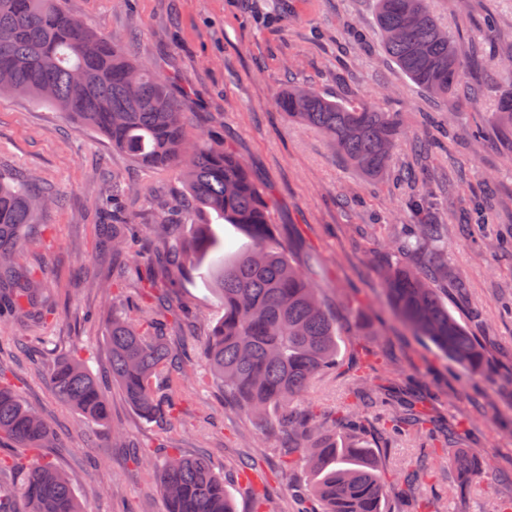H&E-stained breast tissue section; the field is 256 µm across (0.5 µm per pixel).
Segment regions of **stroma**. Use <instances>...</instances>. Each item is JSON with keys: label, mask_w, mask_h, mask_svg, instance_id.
<instances>
[{"label": "stroma", "mask_w": 512, "mask_h": 512, "mask_svg": "<svg viewBox=\"0 0 512 512\" xmlns=\"http://www.w3.org/2000/svg\"><path fill=\"white\" fill-rule=\"evenodd\" d=\"M64 7L99 34L123 38L132 61L169 77L189 98L187 123L222 133L263 186L277 237L321 287L341 328L339 366L311 384L304 407L331 418L360 386L398 396L418 380L438 393L429 404L432 420L456 433L442 466L420 486L434 498L431 512H493L511 500L512 484L499 481L498 472L512 468V314L504 311L512 303V254L495 251L493 242L512 235V134L488 115L505 84L495 61L512 54V0H430L461 47L482 48L466 61V79L479 87L474 99L459 91L434 97L405 77L381 47L375 0H65ZM291 85L396 111L408 136L384 175H359L329 150L321 132L289 119L275 98ZM478 127L484 134L477 142ZM436 138L443 150L416 159L413 140ZM0 170L64 198L45 214L30 246L43 262V295L55 317L0 323V352L10 356L21 398L59 436L60 447L42 454L69 477L85 512H166L152 464L134 461L132 451L171 447L205 456L224 476L236 512H294L280 483L287 431L241 413L211 378L203 348L224 309L202 279L167 268L152 274L161 288L177 282L180 305L197 315L173 339L192 373L178 384L179 422L145 421L111 381L104 321L112 294L126 296L128 314L137 315L141 282L135 263H107L100 269L108 287H83L97 269L98 227L120 205L141 229L140 251H152L159 205L179 200L183 181L171 169L135 162L64 113L16 95L0 97ZM409 170L428 184L427 217L441 225L448 245V270L436 286L452 314L480 337L491 365L475 380L461 377L385 305L381 268L423 266L433 249L429 243L409 253L393 249L411 221L401 208L403 195L414 190L403 180ZM487 189L494 198L490 222L462 239L458 227L470 222L474 197ZM75 349L110 398L109 423L90 431L50 388L58 357ZM116 430L126 447L113 445ZM371 441L380 450L385 506L400 512L401 474L416 467L421 441L413 434ZM461 449L489 463L483 481L462 485L453 462ZM250 457L263 476L257 486L241 471ZM256 487L266 494L261 508Z\"/></svg>", "instance_id": "obj_1"}]
</instances>
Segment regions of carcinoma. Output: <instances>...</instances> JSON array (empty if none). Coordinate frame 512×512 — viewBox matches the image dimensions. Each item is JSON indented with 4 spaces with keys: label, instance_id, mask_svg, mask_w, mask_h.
<instances>
[{
    "label": "carcinoma",
    "instance_id": "1",
    "mask_svg": "<svg viewBox=\"0 0 512 512\" xmlns=\"http://www.w3.org/2000/svg\"><path fill=\"white\" fill-rule=\"evenodd\" d=\"M375 24L384 51L401 71L426 92L445 97L462 85L463 59L456 38L431 10L429 0H377ZM26 95L72 116L103 134L112 148L149 167L173 168L186 182V193L173 207L162 206V250L148 267L173 265L193 269L224 242L209 224L195 218L215 213L237 226L251 241L234 255H222L210 268L224 302V316L212 328L205 357L213 377L250 416L272 420L288 430V459L281 479L290 482L295 463L310 477L312 495L322 512H384L386 488L380 465L366 440L368 415L379 416V434L395 437L427 431L420 404L423 396L393 401L373 390L353 392L354 400L333 419L329 429L314 409L303 416L294 409L312 382L336 368V317L320 289L302 272L274 234L269 203L245 162L224 146V137L195 131L184 121L187 97L173 94L171 83L145 65L132 63L123 41L90 30L70 14L62 0H0V93ZM279 108L300 124L324 133L331 148L365 178L383 175L403 135L397 114L371 103H343L312 87L292 85L277 97ZM492 120L512 131V87L501 96ZM58 204L34 191L24 179L0 171V319L47 322L53 315L42 303L39 263L26 248L28 231L41 223L42 212ZM193 223L184 242L173 226ZM419 242H431L439 225H411ZM100 257L117 261L132 253L134 228L121 209L100 228ZM444 254L435 250L419 270L401 264L382 274L383 293L392 313L415 335L468 374L487 368L483 349L448 311L434 288ZM150 306L136 319L112 307L108 344L112 380L131 407L149 422L171 423L183 399L174 376L188 369L169 341L185 313H175L168 289L148 285ZM54 395L87 424H105L110 404L105 387L89 370L79 351L61 357L53 370ZM59 447L45 417L28 407L0 370V447ZM441 455L422 453L406 485L417 491L422 476ZM461 481L485 477L483 462L466 452L455 458ZM23 470L20 491L0 487V512H14L17 498L24 512H84L66 476L47 459L0 458V469ZM159 483L166 512H233L224 477L203 457L167 450L160 460Z\"/></svg>",
    "mask_w": 512,
    "mask_h": 512
}]
</instances>
